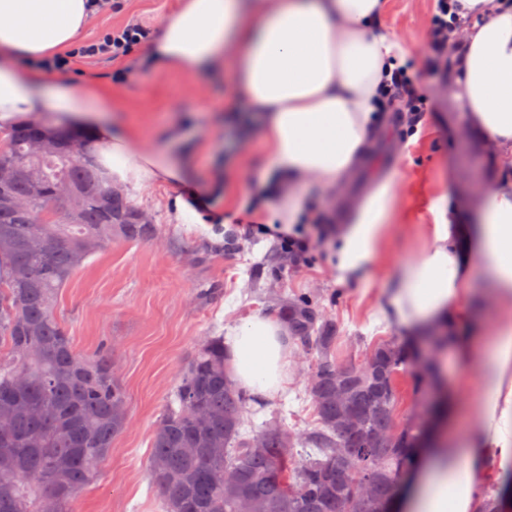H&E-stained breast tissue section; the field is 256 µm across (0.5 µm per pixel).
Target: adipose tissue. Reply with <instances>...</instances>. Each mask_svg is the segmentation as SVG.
Masks as SVG:
<instances>
[{
    "label": "adipose tissue",
    "mask_w": 512,
    "mask_h": 512,
    "mask_svg": "<svg viewBox=\"0 0 512 512\" xmlns=\"http://www.w3.org/2000/svg\"><path fill=\"white\" fill-rule=\"evenodd\" d=\"M387 8V0H182L163 20L149 49L152 68L218 69L234 56L244 108L264 117L269 166L257 196L269 224L298 222L306 185L344 189L383 132L386 81L409 66L407 49L380 31ZM94 10V0H0V131L48 115L91 128L120 180L187 181L192 149L179 129L169 130L166 149L143 146L114 121L99 89L50 85L32 68L69 48ZM452 10L462 24L452 95L503 176L482 191L468 223L456 206L434 205L419 250L382 293L379 313L406 339L462 320L478 264L498 314L484 340L466 334L456 345L460 361L480 369L479 387L462 434L436 449L403 494L404 512H479L512 483V0H452ZM274 195L278 203L267 205ZM396 209L395 186L385 180L355 222L337 228L339 279L379 261ZM292 356L278 316L254 314L224 328L227 378L254 396L286 391Z\"/></svg>",
    "instance_id": "ef3b65f1"
}]
</instances>
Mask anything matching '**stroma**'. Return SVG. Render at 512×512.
<instances>
[{"label": "stroma", "mask_w": 512, "mask_h": 512, "mask_svg": "<svg viewBox=\"0 0 512 512\" xmlns=\"http://www.w3.org/2000/svg\"><path fill=\"white\" fill-rule=\"evenodd\" d=\"M180 0H128L120 14L93 15L83 40L102 30L139 19L159 30ZM435 0H389L384 32L408 50L410 69L427 76L429 109L415 122H389L367 163L345 192L316 188L305 199L316 202L308 230L352 223L358 206L378 181L392 179L401 200L394 235L381 261L354 280H338L332 262V238L318 242L304 261H289L278 238L264 231L243 235L236 226L265 169L262 121L242 124L232 61L206 75L161 72L145 66L147 46L128 58L132 74L112 82L111 59L82 63L74 86L97 83L123 113L140 143L159 146L170 126L191 117L187 131L197 145L193 164L199 179L211 178L224 162L235 160L232 179L239 189L235 206L220 224H179L172 202L185 184L157 185L133 179L121 187L147 216L151 234L128 238L114 234L104 251L89 257L59 293L57 314L77 352L90 355L112 347L116 375L130 408L129 428L112 443L94 480L72 501L71 512H163L151 487L149 461L153 433L176 385L178 373L198 345L220 336L227 324L253 314L277 313L280 304L300 294L313 296L322 314L338 325L335 354L344 363H360L368 347L400 338V331L377 315V303L401 263L416 252L419 225L429 223L439 197L475 206L477 191L494 180L489 157L470 137L460 135V108L448 83V61L431 51ZM450 393L461 394L465 382H477L476 369L461 364L451 347L429 345ZM316 360L295 353L293 380L287 393L267 401H249L244 432L278 420L288 430L316 426L305 376Z\"/></svg>", "instance_id": "35a3bbf8"}]
</instances>
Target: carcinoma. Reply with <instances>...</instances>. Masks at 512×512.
<instances>
[{
	"label": "carcinoma",
	"mask_w": 512,
	"mask_h": 512,
	"mask_svg": "<svg viewBox=\"0 0 512 512\" xmlns=\"http://www.w3.org/2000/svg\"><path fill=\"white\" fill-rule=\"evenodd\" d=\"M54 131L60 151L52 157L31 153L40 129L30 123L0 137V512H41L49 498L69 512L130 421L112 348L78 353L55 305L112 233L139 237L151 226L112 185L92 135ZM19 166L34 177L12 175ZM63 189L80 197L77 209L57 207ZM283 316L291 341L318 353L306 378L318 426L285 434L270 422L242 435L250 396L225 378L224 338L205 340L181 368L153 435L152 488L164 512H240L243 504L247 512H398L393 475L418 468L432 432L424 422L395 427L394 374L412 372L418 390L435 368L415 372L421 347L393 340L373 345L361 372L339 362L337 324L310 295L288 301ZM226 466L237 472L232 481ZM358 475L370 480L365 494Z\"/></svg>",
	"instance_id": "obj_1"
}]
</instances>
